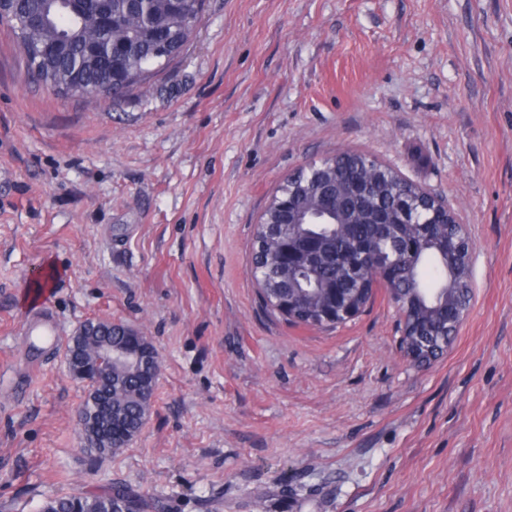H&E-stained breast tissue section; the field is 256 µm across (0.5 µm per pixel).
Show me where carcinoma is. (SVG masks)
<instances>
[{"label": "carcinoma", "mask_w": 512, "mask_h": 512, "mask_svg": "<svg viewBox=\"0 0 512 512\" xmlns=\"http://www.w3.org/2000/svg\"><path fill=\"white\" fill-rule=\"evenodd\" d=\"M205 0H5L0 4L17 39L28 69L44 84L64 96L93 99L116 96L149 87L152 79L179 57L189 43ZM303 182L290 189L295 224H282L275 200H270L257 224L253 253L260 273L256 284L264 304L282 294L294 311L307 314L287 320L318 329L311 321L318 310L336 303L341 295L363 313L373 302L372 270L351 263L354 246L369 243L377 230L376 214L400 226L407 237L418 231L406 211L427 203L418 186L393 168L362 154L338 153L319 164ZM338 200L334 216L317 224L303 220L317 213L322 191ZM315 232L325 255L344 254L340 263L322 261L314 269L288 265L280 245L290 235ZM429 238L416 241L413 256L395 262L397 299L410 303L413 330L427 344L453 335L470 297L466 255L455 247L457 224L441 222L428 229ZM101 336L86 341L80 365L96 364ZM160 362L153 357L143 368L112 364V371L89 391L82 404L85 415L115 411L122 425L141 428L148 405L154 402ZM52 512H160L163 506L122 486L98 493H74L50 501Z\"/></svg>", "instance_id": "cac0c4a2"}]
</instances>
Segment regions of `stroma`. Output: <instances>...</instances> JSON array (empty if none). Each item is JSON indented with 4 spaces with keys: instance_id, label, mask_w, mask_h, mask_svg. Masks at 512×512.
Wrapping results in <instances>:
<instances>
[{
    "instance_id": "35a3bbf8",
    "label": "stroma",
    "mask_w": 512,
    "mask_h": 512,
    "mask_svg": "<svg viewBox=\"0 0 512 512\" xmlns=\"http://www.w3.org/2000/svg\"><path fill=\"white\" fill-rule=\"evenodd\" d=\"M343 151L466 227L468 311L431 364L385 289L333 330L258 294L272 195ZM47 269L64 333L120 321L159 354L114 454L83 446L64 347L22 333ZM112 484L168 512H512V0H206L118 99L57 95L0 23V512Z\"/></svg>"
}]
</instances>
